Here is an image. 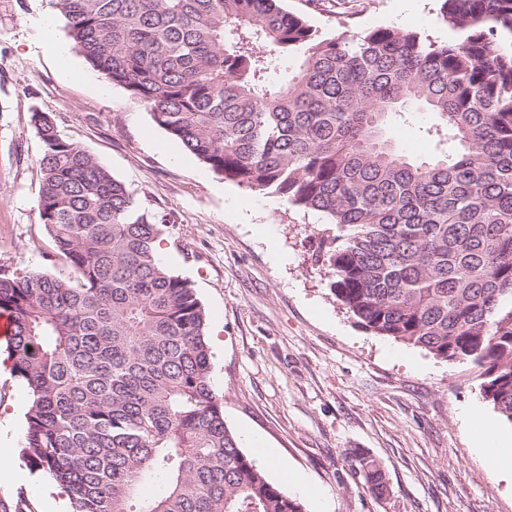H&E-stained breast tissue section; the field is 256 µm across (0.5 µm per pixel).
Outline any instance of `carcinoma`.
Returning a JSON list of instances; mask_svg holds the SVG:
<instances>
[{"label": "carcinoma", "mask_w": 512, "mask_h": 512, "mask_svg": "<svg viewBox=\"0 0 512 512\" xmlns=\"http://www.w3.org/2000/svg\"><path fill=\"white\" fill-rule=\"evenodd\" d=\"M74 48L238 186L314 211L317 261L365 330L481 369L512 424V0H441L458 32L326 36L282 0H56ZM297 61L283 76L282 64ZM46 256L0 275L21 458L68 512H304L242 451L212 380L205 312L158 259L165 220L34 109ZM417 125L426 154L388 131ZM368 491L380 465L353 453ZM23 491L0 512H27Z\"/></svg>", "instance_id": "cac0c4a2"}]
</instances>
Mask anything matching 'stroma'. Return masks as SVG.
I'll return each mask as SVG.
<instances>
[{
  "label": "stroma",
  "mask_w": 512,
  "mask_h": 512,
  "mask_svg": "<svg viewBox=\"0 0 512 512\" xmlns=\"http://www.w3.org/2000/svg\"><path fill=\"white\" fill-rule=\"evenodd\" d=\"M319 32L350 35L398 26L443 42L439 0H284ZM67 46L61 65L53 44ZM55 0H0V273L67 269L44 257L33 110L54 113L62 136L107 168L167 222L161 262L187 278L207 315L212 385L236 434L264 438L319 488L304 512H512V489L472 448L461 418L480 407L512 439L479 391L478 371L374 335L332 294L313 236L326 219L224 180L157 127L148 109L88 69L69 46ZM0 339V449L19 455L26 385L13 379ZM380 463L381 500L350 467L352 452ZM47 484L23 463L0 471V497L24 490L32 512Z\"/></svg>",
  "instance_id": "35a3bbf8"
}]
</instances>
